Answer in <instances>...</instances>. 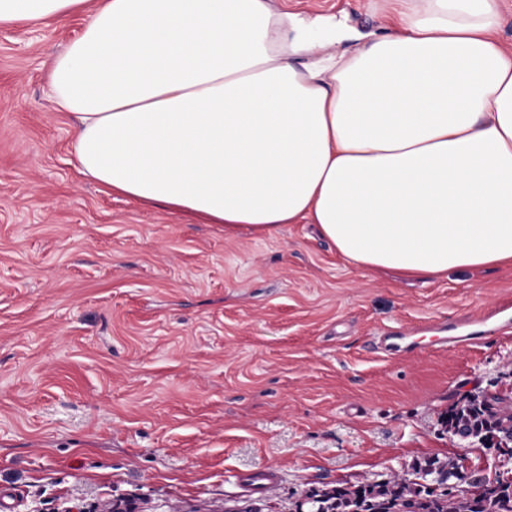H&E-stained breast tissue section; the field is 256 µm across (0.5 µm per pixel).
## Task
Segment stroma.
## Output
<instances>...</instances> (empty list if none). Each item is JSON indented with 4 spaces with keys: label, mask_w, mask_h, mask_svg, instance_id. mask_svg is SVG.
I'll use <instances>...</instances> for the list:
<instances>
[{
    "label": "stroma",
    "mask_w": 512,
    "mask_h": 512,
    "mask_svg": "<svg viewBox=\"0 0 512 512\" xmlns=\"http://www.w3.org/2000/svg\"><path fill=\"white\" fill-rule=\"evenodd\" d=\"M372 3L288 0L379 34ZM85 21L0 26V490L23 512H296L433 457L512 472L444 423L466 396L512 395V331L371 344L493 310L512 268L362 269L312 224L229 233L88 182L49 85ZM266 468L272 493L240 491L236 473Z\"/></svg>",
    "instance_id": "1"
}]
</instances>
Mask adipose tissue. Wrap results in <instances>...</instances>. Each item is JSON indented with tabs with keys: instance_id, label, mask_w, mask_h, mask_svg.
I'll use <instances>...</instances> for the list:
<instances>
[{
	"instance_id": "obj_1",
	"label": "adipose tissue",
	"mask_w": 512,
	"mask_h": 512,
	"mask_svg": "<svg viewBox=\"0 0 512 512\" xmlns=\"http://www.w3.org/2000/svg\"><path fill=\"white\" fill-rule=\"evenodd\" d=\"M394 30L268 0H0L86 11L50 86L81 171L226 231L313 224L361 268L512 267V47L498 0H393Z\"/></svg>"
}]
</instances>
